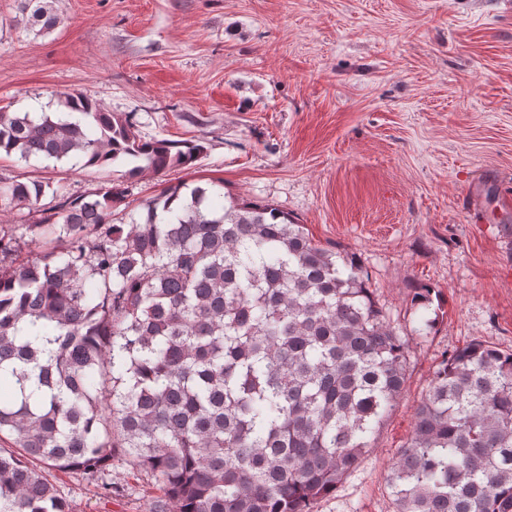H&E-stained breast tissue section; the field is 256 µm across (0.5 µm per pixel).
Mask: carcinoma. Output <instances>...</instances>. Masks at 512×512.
<instances>
[{
  "instance_id": "carcinoma-1",
  "label": "carcinoma",
  "mask_w": 512,
  "mask_h": 512,
  "mask_svg": "<svg viewBox=\"0 0 512 512\" xmlns=\"http://www.w3.org/2000/svg\"><path fill=\"white\" fill-rule=\"evenodd\" d=\"M53 0H23L28 27ZM62 112L0 109V152L129 173L193 167L199 140H143L82 93ZM0 512H75L42 466L95 476L122 452L175 512H309L371 448L400 396L408 334L361 261L269 205L183 182L112 213L113 183L73 197L0 177ZM40 254L21 257L25 236ZM434 289L414 288L426 311ZM393 512H512V352L474 343L433 373L388 475Z\"/></svg>"
}]
</instances>
